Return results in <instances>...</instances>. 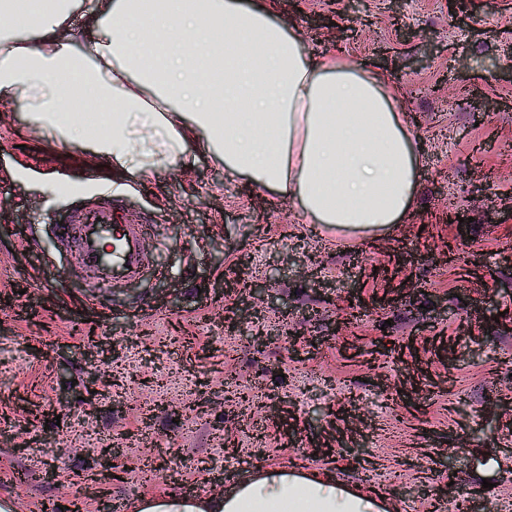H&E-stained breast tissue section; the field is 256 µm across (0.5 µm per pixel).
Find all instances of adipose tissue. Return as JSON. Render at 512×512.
Here are the masks:
<instances>
[{
  "mask_svg": "<svg viewBox=\"0 0 512 512\" xmlns=\"http://www.w3.org/2000/svg\"><path fill=\"white\" fill-rule=\"evenodd\" d=\"M73 0L19 12L0 0V102L62 146L89 145L123 179L194 166L295 199L310 224L371 230L413 201L417 137L386 74L306 50L251 0H99L68 31ZM90 102L112 107L99 124ZM131 512H380L372 496L285 468L219 499L166 494Z\"/></svg>",
  "mask_w": 512,
  "mask_h": 512,
  "instance_id": "1",
  "label": "adipose tissue"
}]
</instances>
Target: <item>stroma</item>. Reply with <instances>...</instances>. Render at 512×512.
<instances>
[{"instance_id":"35a3bbf8","label":"stroma","mask_w":512,"mask_h":512,"mask_svg":"<svg viewBox=\"0 0 512 512\" xmlns=\"http://www.w3.org/2000/svg\"><path fill=\"white\" fill-rule=\"evenodd\" d=\"M460 26L448 0H403L420 39L402 42L390 0H277L279 20L308 50L387 74L422 142L412 209L376 231L304 224L296 201L229 181L198 153L152 179L115 177L90 146L59 145L27 113L0 106V502L44 512L71 493L97 512L98 491L129 505L144 496L228 491L255 468L293 467L382 497L385 512H456L438 499L483 489L512 502V0H465ZM359 39H343L349 18ZM487 180L485 194L470 188ZM125 191L155 230L144 249L159 270L126 288L89 279L49 230L101 192ZM465 215L464 225L448 214ZM456 244L480 266L436 264ZM311 258L328 287L292 259ZM266 285L275 305L225 332L235 299L225 273ZM25 297H18V289ZM390 301L350 319L357 299ZM298 336L296 349L284 340ZM125 347L110 397L85 398L99 347ZM150 367L156 383L124 388ZM208 377L210 411L181 412ZM280 410L225 401L224 382ZM123 443L118 480L103 483L98 450ZM359 443L357 458L338 454ZM167 452L141 468L153 442ZM63 481L52 479V472Z\"/></svg>"}]
</instances>
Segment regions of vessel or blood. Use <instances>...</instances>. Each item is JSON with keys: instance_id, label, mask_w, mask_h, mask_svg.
Returning <instances> with one entry per match:
<instances>
[{"instance_id": "b4317fda", "label": "vessel or blood", "mask_w": 512, "mask_h": 512, "mask_svg": "<svg viewBox=\"0 0 512 512\" xmlns=\"http://www.w3.org/2000/svg\"><path fill=\"white\" fill-rule=\"evenodd\" d=\"M150 230L134 215L118 222L109 200L75 211L55 225L59 244L70 252L88 277L108 288H125L142 280L152 268L143 248Z\"/></svg>"}]
</instances>
